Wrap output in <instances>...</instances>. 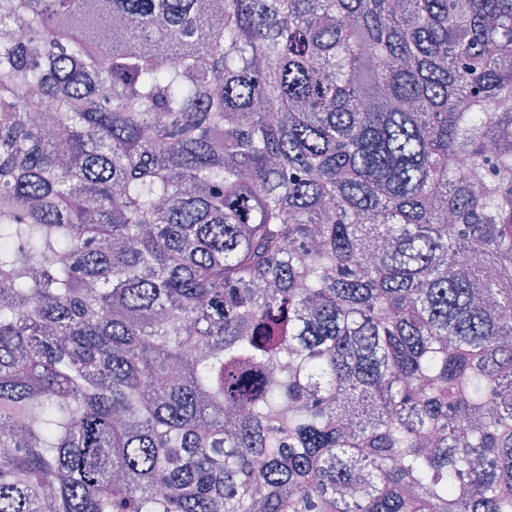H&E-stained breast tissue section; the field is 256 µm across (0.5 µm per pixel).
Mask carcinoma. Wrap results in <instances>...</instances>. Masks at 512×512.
Listing matches in <instances>:
<instances>
[{"label": "carcinoma", "mask_w": 512, "mask_h": 512, "mask_svg": "<svg viewBox=\"0 0 512 512\" xmlns=\"http://www.w3.org/2000/svg\"><path fill=\"white\" fill-rule=\"evenodd\" d=\"M504 282L512 0H0V512H512Z\"/></svg>", "instance_id": "carcinoma-1"}]
</instances>
